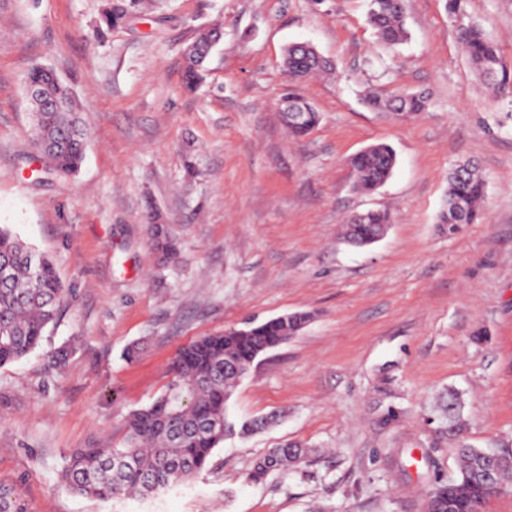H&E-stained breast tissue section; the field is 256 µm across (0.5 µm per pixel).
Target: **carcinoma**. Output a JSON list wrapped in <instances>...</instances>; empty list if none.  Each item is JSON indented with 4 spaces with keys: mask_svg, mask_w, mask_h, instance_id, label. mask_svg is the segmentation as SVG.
Listing matches in <instances>:
<instances>
[{
    "mask_svg": "<svg viewBox=\"0 0 512 512\" xmlns=\"http://www.w3.org/2000/svg\"><path fill=\"white\" fill-rule=\"evenodd\" d=\"M368 2V20L377 39L389 46L403 42L408 35L404 0ZM141 4L142 0H109L102 22L108 29L118 27L137 13ZM461 41L470 68L485 88L493 94L511 93L512 67L505 63L483 29L476 24L465 27ZM185 59L183 87L193 93L203 80L207 56L194 49L185 52ZM284 66L289 76L302 78L326 68L328 61L314 50L294 43L285 50ZM25 84L38 85L44 96L58 106L55 111L41 113L33 129L35 146L48 156L47 169L75 173L84 158L88 131L72 86L39 64L29 70ZM288 102V111L301 113L299 122L288 124V132L293 137H303L319 124L321 115L298 96ZM366 104L375 112L414 118L425 110L426 97L405 91L387 97L369 94ZM350 164L356 187L371 192L390 178L396 155L391 146L378 143L356 153ZM485 193L486 182L473 166H455L448 174V191L438 223H476ZM148 218L152 248L166 260L177 259L179 242L172 228L155 223L156 213L151 207ZM391 223L388 212L368 210L358 218L350 216L342 235L348 244L363 248L378 242ZM2 263L8 264L10 277L7 285L0 288V367L36 350L71 296L52 261L4 226H0ZM310 319L307 312L286 313L234 331L199 336L181 347L169 364L174 379L167 390L126 418L123 444L117 448L75 449L61 470L62 482L80 496L104 500L117 495L148 497L195 478L209 466L214 450L226 439L245 438L273 423L272 416L231 418L228 408L233 389L259 357L297 335ZM229 363L233 369H224ZM462 410L458 394L448 391L442 413L448 422V436L457 441L458 471L447 480L434 481L427 500L430 509L442 505L441 512H480L483 502L499 492L512 476V444L492 450L466 444L461 439ZM310 454V448L286 442L278 456L257 459L249 477L260 481L272 471L308 462ZM487 466L494 471L492 483L477 477L478 471Z\"/></svg>",
    "mask_w": 512,
    "mask_h": 512,
    "instance_id": "obj_1",
    "label": "carcinoma"
}]
</instances>
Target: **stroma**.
Segmentation results:
<instances>
[{
	"label": "stroma",
	"mask_w": 512,
	"mask_h": 512,
	"mask_svg": "<svg viewBox=\"0 0 512 512\" xmlns=\"http://www.w3.org/2000/svg\"><path fill=\"white\" fill-rule=\"evenodd\" d=\"M107 3L0 0V225L72 290L41 348L0 367V506L425 512L435 478L457 472L440 394L461 393L471 446L512 439V98L481 88L459 39L481 24L512 65V0H407L409 37L391 51L367 0H144L90 41ZM214 26L223 38L205 82L184 95L183 50ZM297 42L334 69L289 81L284 50ZM36 64L73 85L87 122L69 176L47 172L33 143L24 77ZM398 88L425 92L426 110L397 119L363 101ZM290 92L321 115L299 139L280 116ZM375 143L397 163L364 192L349 160ZM465 160L486 194L479 223L451 230L437 218ZM149 202L181 240L176 261L149 243ZM371 209L392 214L387 235L342 243L347 218ZM292 312L312 319L229 402L231 417L274 412L277 425L224 441L207 470L153 497L101 502L63 484L74 449L122 445L126 416L171 382L179 347ZM64 345L58 372L49 357ZM293 440L311 446L309 463L248 480L255 458Z\"/></svg>",
	"instance_id": "stroma-1"
}]
</instances>
